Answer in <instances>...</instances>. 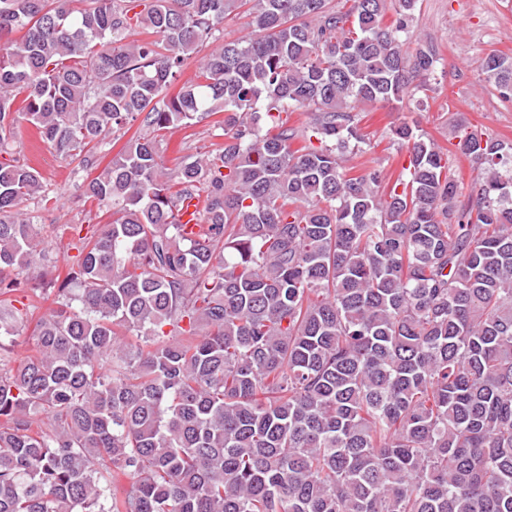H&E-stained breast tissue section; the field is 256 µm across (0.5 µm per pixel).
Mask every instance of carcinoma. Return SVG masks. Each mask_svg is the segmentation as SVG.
<instances>
[{
    "mask_svg": "<svg viewBox=\"0 0 512 512\" xmlns=\"http://www.w3.org/2000/svg\"><path fill=\"white\" fill-rule=\"evenodd\" d=\"M72 2L0 0V155L19 112L82 170L147 132L84 184L119 218L21 308L23 204L47 195L0 160V512H512V141L456 135L465 203L406 124L396 179L346 165L355 104L434 72L433 46L407 52L416 0L388 22L387 0ZM232 12L258 34L170 92ZM483 74L512 98V56ZM218 112L224 146L165 171L159 132ZM450 165H452V167H450L451 172L454 174L459 188V199L467 200L470 186L477 178L478 170L468 159L460 155H457L456 157L452 156L450 159Z\"/></svg>",
    "mask_w": 512,
    "mask_h": 512,
    "instance_id": "cac0c4a2",
    "label": "carcinoma"
}]
</instances>
